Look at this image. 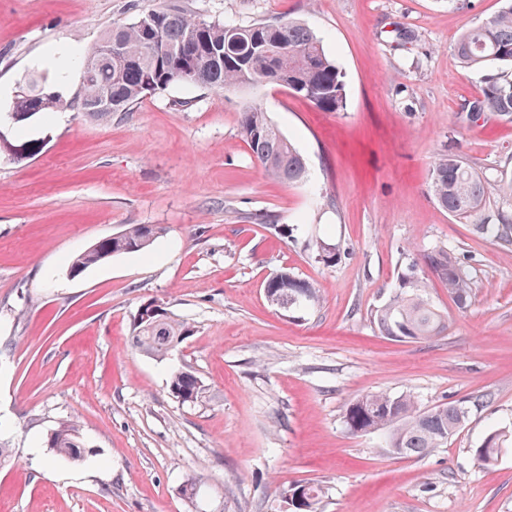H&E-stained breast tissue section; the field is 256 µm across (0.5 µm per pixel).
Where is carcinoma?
Masks as SVG:
<instances>
[{"mask_svg":"<svg viewBox=\"0 0 512 512\" xmlns=\"http://www.w3.org/2000/svg\"><path fill=\"white\" fill-rule=\"evenodd\" d=\"M109 40L118 46L110 57L104 54ZM456 52L465 68H503L486 77L480 96L469 109L480 117L491 112L512 119V72L506 71V67H512V0H506L502 9L484 24L462 33ZM85 57L92 60L93 68L82 78L78 109L89 118L127 112L146 95L174 83L201 84L226 92L269 83L324 112H343L347 107L344 76L326 54L321 39L305 23L290 19L246 26L220 24L164 2L128 24L105 31L85 51ZM102 90L112 97L110 111H101L95 105ZM61 106L62 95L54 90L48 72L34 71L18 87L10 112L14 113L15 122L21 123ZM238 125L253 159L268 177L283 184L306 180L305 159L261 106L243 107L238 112ZM430 190L443 210L467 221L485 208L493 190L512 199V178L493 181L446 153L439 155L430 170ZM162 232L163 228L156 224H129L75 256L71 271L78 274L112 256L143 251ZM474 232L491 238L503 250L512 251V216L502 214L495 224H476ZM315 247L319 261L327 266L341 258L334 244L318 241ZM422 262L448 288L456 307L467 308L472 289L462 260L447 247L436 246L422 255ZM423 288L413 264L402 274L389 300L374 311L373 323L381 335L397 341H420L448 331V318L424 295ZM264 291L271 305L285 312L319 304L316 287L287 271L268 278ZM192 332L188 323L149 303L139 311L134 339L141 351L164 357ZM169 389L182 403H193L201 394L198 378L187 370L172 373ZM468 415V407L461 402L442 403L423 411L410 394L392 397L375 393L351 402L346 408L345 423L353 434L383 431L390 452L419 457L446 445ZM48 443L55 455L65 460L76 461L85 450L80 426L73 420L54 429ZM511 449L512 432L495 429L473 453L487 466ZM287 492L298 498V503L292 505L293 512H322L320 484L297 483Z\"/></svg>","mask_w":512,"mask_h":512,"instance_id":"obj_1","label":"carcinoma"}]
</instances>
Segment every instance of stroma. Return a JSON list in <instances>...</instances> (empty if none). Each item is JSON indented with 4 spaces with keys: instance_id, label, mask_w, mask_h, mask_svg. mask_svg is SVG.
<instances>
[{
    "instance_id": "stroma-1",
    "label": "stroma",
    "mask_w": 512,
    "mask_h": 512,
    "mask_svg": "<svg viewBox=\"0 0 512 512\" xmlns=\"http://www.w3.org/2000/svg\"><path fill=\"white\" fill-rule=\"evenodd\" d=\"M159 0H0V112L34 69L61 56L67 105L0 139V512H291L300 481L325 489L322 512H512V453L473 456L494 428L512 430V254L473 232L512 200L491 196L474 222L435 202L434 160L454 153L489 178L512 175V121L471 120L485 74L455 45L503 0H176L209 21L307 23L344 74L347 108L323 112L265 84L223 92L174 84L129 111L91 120L76 108L86 47ZM261 104L306 160L294 185L269 179L240 135ZM269 211L278 229L249 222ZM130 224L163 234L139 253L72 275L76 255ZM336 244L327 266L317 241ZM445 245L467 265L472 302L457 309L421 256ZM448 317V332L401 342L373 310L409 265ZM288 271L320 303L272 306L265 280ZM152 303L193 333L164 359L133 343ZM192 371L198 401L169 391ZM413 395L420 409L468 401L447 445L389 453L383 432L351 434L359 396ZM76 420L84 461L55 459L48 437ZM201 484L192 501L179 493Z\"/></svg>"
}]
</instances>
